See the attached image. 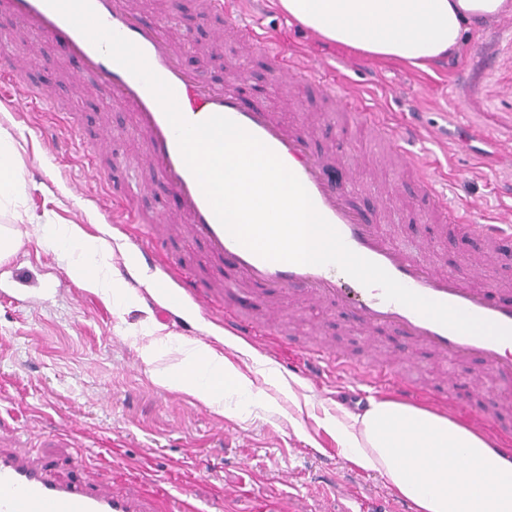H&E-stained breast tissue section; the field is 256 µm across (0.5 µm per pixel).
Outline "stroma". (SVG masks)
Masks as SVG:
<instances>
[{"label":"stroma","instance_id":"obj_1","mask_svg":"<svg viewBox=\"0 0 512 512\" xmlns=\"http://www.w3.org/2000/svg\"><path fill=\"white\" fill-rule=\"evenodd\" d=\"M142 18L168 15V38L180 48L186 71L223 81L227 64L244 104H261L289 129L303 133L304 112L320 113L329 104L325 90L360 98L393 127L412 124L422 137L413 153L430 164L438 192L449 202L477 204L484 216L512 225V197L502 194L512 184V17L485 24L468 34L460 56L441 62L434 74L402 64L372 60L311 38L265 0L261 12H250L243 0L236 7L247 22L275 42L283 55L302 64L330 61L322 88L302 96L304 112L293 110L279 87L272 57L243 51L229 28L231 16L202 20L203 0H130ZM0 29L11 32L18 48L43 58L35 77L38 87L62 101V112L33 105L10 112L15 93L8 65L0 60V128L13 138L16 165L24 184L19 210L0 209V226L22 240L0 259V451L45 458L57 476L122 489L150 472L167 487L187 489L202 505L231 501L239 512H282L289 497L307 503L310 512H324L335 491L322 483L325 474L347 483L367 508L391 498L393 488L374 471L350 463L323 426L326 415L342 403L343 383L302 382L293 393L308 396L303 410L274 382L262 366L300 364L304 347L321 343L346 353L353 361L380 369L401 357L397 371L418 387L421 407L470 423L497 444L512 448V378L490 372L480 359H462L452 367L435 365L429 349L405 340L390 327L363 332L348 310L333 302L304 296L271 297L255 302L232 266L212 260L205 243L188 235L177 197L162 184L133 198L138 208L172 227L173 235L158 245L163 275L154 303L131 306L110 302L82 288L69 274L72 262H90V255L64 243L68 225L78 224L112 249V267L126 259L129 236L148 238L144 224L119 231L105 223L97 198H111L113 187L94 172L111 170L113 161L148 177L150 160L135 130L133 112L104 110L107 92L93 76L75 82L78 69L65 47L46 38H32L25 25L0 5ZM348 112L325 123L312 139L315 149L336 159L327 177L350 191L354 206L369 221H379L381 190L403 193L406 208L394 224L381 229L394 244L412 248L433 244L432 261L448 270L480 259L483 244L463 225L418 223L419 202L410 179L402 175L373 128H358ZM111 132L105 148L97 143ZM54 237L45 239L43 226ZM188 274L203 287L223 285L209 316H196L175 326L161 322L159 309H188L190 298L174 281ZM280 310L285 324L262 336L259 345L225 331L223 320L240 317L263 323L269 308ZM154 364H145L141 348L156 337ZM204 340L246 373L261 391L252 401L231 393L223 410L160 385L154 372L177 358L176 340ZM455 372L456 385L445 384ZM297 416L292 427L288 416Z\"/></svg>","mask_w":512,"mask_h":512}]
</instances>
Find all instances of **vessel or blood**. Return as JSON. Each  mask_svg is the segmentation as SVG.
Instances as JSON below:
<instances>
[{"label": "vessel or blood", "instance_id": "obj_1", "mask_svg": "<svg viewBox=\"0 0 512 512\" xmlns=\"http://www.w3.org/2000/svg\"><path fill=\"white\" fill-rule=\"evenodd\" d=\"M15 19L27 24L39 37L64 44L81 68L72 75L81 80L93 76L107 88V105L132 108L136 124L144 137L154 177L167 185L180 200L189 233L203 240L211 257L231 260L241 279L255 291L275 287L288 293H302L315 300H331L349 309L360 329L386 324L399 329L401 336L429 347L436 360L445 363L465 356L482 358L498 374L512 375V352L503 342L465 335L438 324L415 310L385 299L379 287H367L347 274L337 273L332 265L296 264L269 261L238 243L216 218L196 178L187 168L173 128L151 92L127 69L95 47L46 0H9ZM96 15L107 27L132 41L144 54L150 68L185 104L184 117L200 122L214 115L226 116L268 146L301 181L317 211L340 233L347 246L358 255L379 264L387 273L413 292L439 301L505 328H512V305H500L488 298L480 285L483 266L475 264L459 269H437L429 257V246L408 250L396 246L388 236L368 224L343 193L325 180V162L312 153L302 134L288 130L266 109L244 107L233 84L216 86L184 70L178 62V49L165 37L167 20L158 16L145 21L135 15L127 0H91ZM234 34L253 49L270 55L277 62L282 82L312 81L314 67L288 61L258 33L253 25H236ZM10 34L0 33V46L16 78H25L43 67L42 58L13 50ZM42 100L49 111L62 106L35 85H28L20 99L12 101L18 111L33 100ZM400 163L417 176L423 192L432 198L430 220L471 225L475 234L494 245L505 232L501 224H477L475 207L454 208L439 194L434 182L417 156L401 155ZM132 264L121 273L131 283L152 277L157 272L151 243L134 241L129 245ZM347 371L356 383L347 390V399L366 402L367 389L378 388L388 378L402 400L413 398L411 387L396 369L385 374L365 371L328 346L311 349L303 368L282 367V375L297 374L311 382L322 380L327 369ZM0 512H153V502L143 496L139 485L115 492L104 486H89L78 481H60L40 458L0 451Z\"/></svg>", "mask_w": 512, "mask_h": 512}]
</instances>
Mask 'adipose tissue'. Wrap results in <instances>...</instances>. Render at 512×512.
Instances as JSON below:
<instances>
[{"mask_svg":"<svg viewBox=\"0 0 512 512\" xmlns=\"http://www.w3.org/2000/svg\"><path fill=\"white\" fill-rule=\"evenodd\" d=\"M299 26L326 43L368 58L388 59L431 72L454 57L464 35L478 24L512 14V0H274ZM71 277L82 287L126 304L133 290L105 279L94 264H78ZM161 375L163 385L197 397L210 407L225 390L249 396L252 381L223 354L192 341ZM345 457L384 475L417 512H512V450L494 446L464 421L393 399L371 400L360 414L327 416ZM460 463L449 466V458Z\"/></svg>","mask_w":512,"mask_h":512,"instance_id":"obj_1","label":"adipose tissue"}]
</instances>
